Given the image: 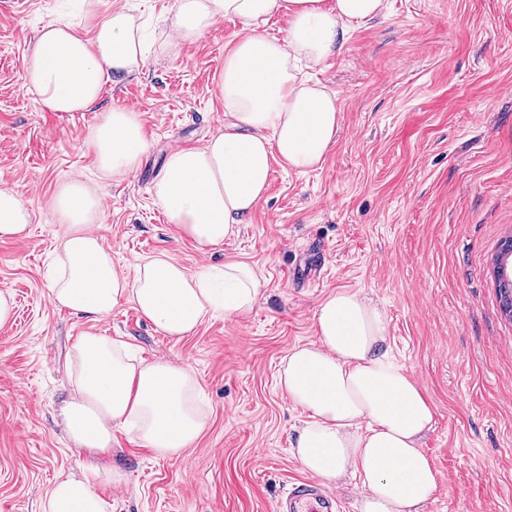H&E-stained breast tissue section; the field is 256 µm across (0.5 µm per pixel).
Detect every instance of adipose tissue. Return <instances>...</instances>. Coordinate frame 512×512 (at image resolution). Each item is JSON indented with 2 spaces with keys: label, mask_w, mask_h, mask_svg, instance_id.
<instances>
[{
  "label": "adipose tissue",
  "mask_w": 512,
  "mask_h": 512,
  "mask_svg": "<svg viewBox=\"0 0 512 512\" xmlns=\"http://www.w3.org/2000/svg\"><path fill=\"white\" fill-rule=\"evenodd\" d=\"M83 2L82 27L59 16L41 28L24 59L26 88L51 112L88 111L113 77L137 75L150 60L177 54L218 21L238 26L217 83L223 130L204 147L171 150L155 186L169 224L202 252L237 236L264 198L273 161L299 171L321 167L339 128L338 101L300 69L341 56L355 27L388 10V0H175L165 37L151 44L126 12L101 8V0ZM274 17L285 22L283 37L266 31ZM88 146L103 172L136 171L147 150L139 113L128 107L103 113ZM50 207L63 233L48 298L74 314L98 321L129 303L180 340L215 308L247 315L261 293L247 263L191 273L164 251L140 258L134 278L121 275L94 230L101 202L79 176L59 184ZM30 219L22 197L1 188L0 238L24 236ZM314 325L316 341L290 349L278 377L282 394L305 415L294 457L326 482L357 479L361 512H424L437 472L420 441L434 411L384 348V312L341 288L319 303ZM73 353L75 394L63 417L85 459L79 474L53 484L41 512H110L98 489L112 483L101 459L112 452L113 428L157 456L173 457L202 433L208 410L186 367L136 362L124 343L92 330L79 336Z\"/></svg>",
  "instance_id": "1"
}]
</instances>
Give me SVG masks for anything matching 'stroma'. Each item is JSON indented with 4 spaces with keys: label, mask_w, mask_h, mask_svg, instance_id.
<instances>
[{
    "label": "stroma",
    "mask_w": 512,
    "mask_h": 512,
    "mask_svg": "<svg viewBox=\"0 0 512 512\" xmlns=\"http://www.w3.org/2000/svg\"><path fill=\"white\" fill-rule=\"evenodd\" d=\"M62 0L0 11V188L31 213L22 238H0V512H40L81 456L60 424L72 394L68 356L86 330L128 343L138 359L190 368L208 404L200 437L174 458L113 432L112 512H275L305 475L290 448L303 418L277 386L291 348L315 341L313 315L333 290L372 299L386 344L435 412L421 446L437 472L425 512H512V318L494 266L512 237V0H390L354 29L312 81L340 103L320 169L273 161L264 200L237 237L203 253L176 239L154 188L165 154L224 126L217 80L236 25L223 20L141 75L108 83L96 111L44 109L23 61ZM115 106L139 112L148 148L138 173L99 170L85 141ZM82 176L101 197L100 235L133 276L160 251L187 271L248 263L264 288L247 315L215 311L173 341L130 305L91 322L57 308L46 272L63 232L46 202Z\"/></svg>",
    "instance_id": "stroma-1"
}]
</instances>
